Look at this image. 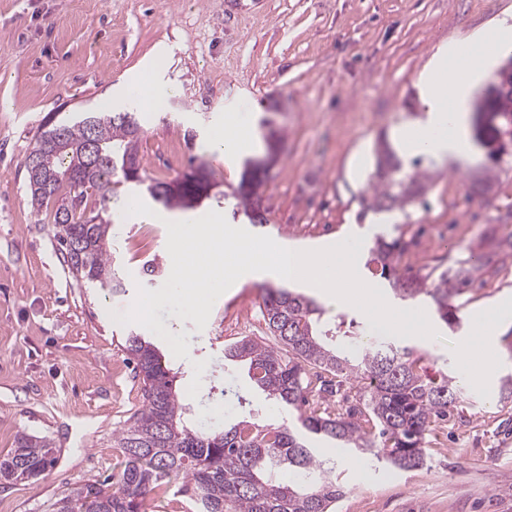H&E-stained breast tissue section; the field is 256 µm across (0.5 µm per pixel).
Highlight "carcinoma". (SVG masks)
I'll list each match as a JSON object with an SVG mask.
<instances>
[{"instance_id":"1","label":"carcinoma","mask_w":512,"mask_h":512,"mask_svg":"<svg viewBox=\"0 0 512 512\" xmlns=\"http://www.w3.org/2000/svg\"><path fill=\"white\" fill-rule=\"evenodd\" d=\"M24 160L32 208H51L54 238L75 278L95 283L113 293L123 287L112 263V227L121 220V208L112 200V177L119 173L131 186L144 182L139 155L142 126L134 112H80L58 123H45ZM103 153H81L89 135ZM39 156L44 164L30 166ZM424 155L404 159L382 141L375 153L376 188L372 209H402L425 191ZM140 176L133 179L126 161ZM266 169L256 167L239 188L237 207L254 224L266 222L255 196ZM494 168L484 166L469 174L474 196L492 190ZM183 186L173 192L165 182L147 186L149 196L167 209L191 207L189 198L211 182L203 162L193 157ZM99 198L88 203V191ZM405 251L402 238L379 242L367 263L375 277L387 281L395 295L429 297L447 324L458 317L448 300L495 272L490 255L470 254L448 267L432 268L420 279L405 280L396 273L395 257ZM266 323L280 349L243 337L224 345V363L243 364L253 387L278 404L298 413L300 428L261 426L242 419L219 429L195 428L185 419L186 407L176 390V374L163 361L154 343L131 335L126 351L136 361L143 408L133 413L120 432L118 446L124 467L117 489L109 480H87L53 504L52 512H146V500L173 478L191 512H334L344 484L332 467L307 446L305 434L321 435L354 448L377 463L398 471L422 466L425 432L457 407L463 379L445 374L431 379L424 355L408 346L376 342L351 357L338 342L351 334L345 321L322 320L324 308L311 297L286 288H269L264 299ZM319 368L341 378L367 384L363 407L333 416L316 405L306 409L308 394L318 398L335 393V384L316 374L311 387L308 369ZM56 446L45 438L21 435L17 447L0 458V482L35 481L53 466ZM285 466L294 478L284 482L274 467Z\"/></svg>"}]
</instances>
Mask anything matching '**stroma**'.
<instances>
[{
  "label": "stroma",
  "mask_w": 512,
  "mask_h": 512,
  "mask_svg": "<svg viewBox=\"0 0 512 512\" xmlns=\"http://www.w3.org/2000/svg\"><path fill=\"white\" fill-rule=\"evenodd\" d=\"M512 21V0H0V456L18 435L45 437L59 453L36 481L0 484V512H50L76 484L118 473L114 439L141 407V383L124 349L130 326L110 313L127 309L138 285L161 280L141 272L167 260L166 221L182 212L153 204V213L115 226L114 262L125 291H97L69 273L48 215L33 212L24 158L49 117L95 110L111 98L133 108L122 88L146 78L175 86L165 109L142 111L139 153L149 180L169 182L203 157L215 187L194 207L217 211L233 226L275 242L323 249L362 236L358 272L370 279L377 238L401 237L403 276L422 274L445 258L488 253L512 226V142L498 140L491 113L469 110V158L429 157L427 191L380 221L369 203L379 140L403 149L405 126L424 115L417 78L437 48L462 35ZM236 117L247 136L234 163L202 154L201 142ZM283 135L277 161L259 190L266 224L251 226L232 207L244 173L264 160L269 128ZM499 163L492 191L468 193L471 170ZM500 273L454 298L459 326L441 321L425 298L398 309H424L438 336L407 338L430 372L461 374L460 350L478 345L470 327L479 310L512 294V256ZM272 280H248L215 302L205 328L179 320L171 307L157 316L184 334L188 357L155 338L177 387L203 427L248 417L295 426L283 409L251 387L247 371L225 365L224 346L249 336L274 345L263 317ZM501 365L472 383L448 420L425 437V463L410 471L316 439L322 457L344 473L337 512H512V402L499 400L512 374V325L493 345ZM223 369L232 397L210 395V373ZM244 394L248 405H239Z\"/></svg>",
  "instance_id": "1"
}]
</instances>
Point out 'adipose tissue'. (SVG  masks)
<instances>
[{
  "instance_id": "obj_1",
  "label": "adipose tissue",
  "mask_w": 512,
  "mask_h": 512,
  "mask_svg": "<svg viewBox=\"0 0 512 512\" xmlns=\"http://www.w3.org/2000/svg\"><path fill=\"white\" fill-rule=\"evenodd\" d=\"M511 52L512 24L505 21L438 48L418 77L427 108L408 132L411 145L434 156L466 154L469 101L501 56Z\"/></svg>"
}]
</instances>
